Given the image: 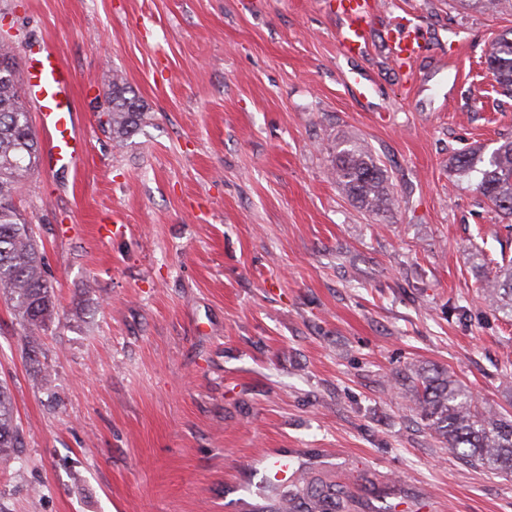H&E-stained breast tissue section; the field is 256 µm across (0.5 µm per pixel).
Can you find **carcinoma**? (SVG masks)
<instances>
[{
	"mask_svg": "<svg viewBox=\"0 0 512 512\" xmlns=\"http://www.w3.org/2000/svg\"><path fill=\"white\" fill-rule=\"evenodd\" d=\"M492 79L512 92V33L503 35L488 56ZM22 75L14 47L0 41V298L29 330L31 345L57 314L54 287L46 275V257L34 225L22 214L14 197L20 185L36 171L40 147L30 112L21 97ZM108 107L106 124L112 141L121 146L143 124L144 106L118 74L105 77ZM334 176L337 186L368 212L388 203L390 187L371 152L361 146L337 151ZM476 189L498 213L512 216V140L505 141L479 170ZM484 300L512 314V260L498 267L493 277L481 280ZM416 407L428 428L472 465L512 473V417L481 411L469 390L446 374L419 376ZM22 447L15 409L7 386L0 385V462L15 458ZM325 499L310 487L302 494L282 495L285 508L301 500Z\"/></svg>",
	"mask_w": 512,
	"mask_h": 512,
	"instance_id": "cac0c4a2",
	"label": "carcinoma"
}]
</instances>
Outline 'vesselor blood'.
Returning a JSON list of instances; mask_svg holds the SVG:
<instances>
[{
  "instance_id": "1",
  "label": "vessel or blood",
  "mask_w": 512,
  "mask_h": 512,
  "mask_svg": "<svg viewBox=\"0 0 512 512\" xmlns=\"http://www.w3.org/2000/svg\"><path fill=\"white\" fill-rule=\"evenodd\" d=\"M335 8L342 21L337 32L342 55L350 58L362 54L370 37L371 0H335ZM386 39L395 58L406 65L412 64L423 49L414 23L406 18L399 19L396 28L388 31ZM22 70L25 75L23 87L40 120L44 140L43 168L77 167L87 153V143L78 128V113L70 97L71 71L48 46L24 60ZM254 464L267 480L288 474V462L282 458L261 455Z\"/></svg>"
}]
</instances>
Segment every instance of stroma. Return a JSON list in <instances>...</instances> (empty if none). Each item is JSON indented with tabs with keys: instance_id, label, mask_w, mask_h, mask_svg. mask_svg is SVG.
<instances>
[{
	"instance_id": "35a3bbf8",
	"label": "stroma",
	"mask_w": 512,
	"mask_h": 512,
	"mask_svg": "<svg viewBox=\"0 0 512 512\" xmlns=\"http://www.w3.org/2000/svg\"><path fill=\"white\" fill-rule=\"evenodd\" d=\"M375 2L347 58L330 0H0L17 58L47 44L71 70L89 147L15 197L59 318L31 349L0 300L22 439L0 512H278L302 484L335 512H512V474L446 448L412 390L446 373L512 415V317L480 292L512 219L452 167L512 136L485 68L512 7ZM402 15L410 69L384 40ZM113 72L146 111L120 146ZM341 143L385 170V210L337 187ZM269 450L293 477L262 482Z\"/></svg>"
}]
</instances>
